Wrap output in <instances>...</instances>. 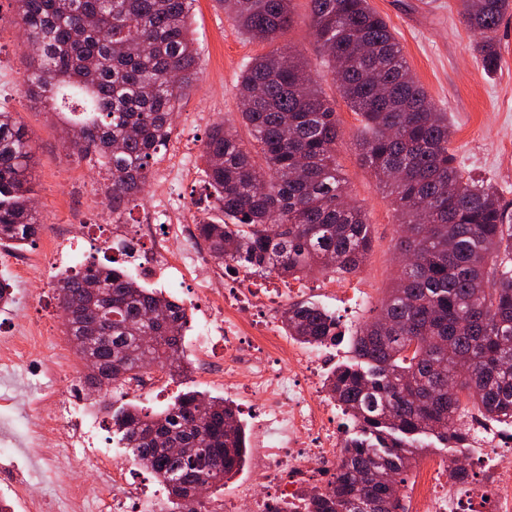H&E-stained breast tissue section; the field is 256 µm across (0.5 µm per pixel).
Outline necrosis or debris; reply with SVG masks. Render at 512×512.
<instances>
[{
    "mask_svg": "<svg viewBox=\"0 0 512 512\" xmlns=\"http://www.w3.org/2000/svg\"><path fill=\"white\" fill-rule=\"evenodd\" d=\"M97 228L103 242L126 241L129 259L145 276L172 270L183 274L200 260L188 223L180 227L182 242L176 255L166 242L154 241L152 218L125 224L104 217ZM149 250L154 253L150 260L145 257ZM207 290L222 300L204 320L208 332L223 335L224 356L207 360L203 368L223 379L230 394L244 397L253 406L259 435L255 472L265 490L258 493L248 485L223 504L203 503L199 512H276L285 502L308 512L309 494L326 492L343 460L344 436L331 425L335 404L318 384L329 364L328 355L317 347L300 351L278 342L281 317L294 295L287 282L273 276L264 285L247 282L229 288L212 280ZM41 368L48 380L43 391L52 408L26 421L24 438L29 454L45 467L56 468L63 456L84 460L90 484L69 495L67 512H85L91 496L104 512H158L160 491L128 482L121 464L110 468L101 464L100 451L93 446L96 420L86 413L85 390L73 367L53 357L44 360ZM484 473V484L512 485L511 465L488 462ZM484 484L446 481L424 487L411 512H465V505L480 496Z\"/></svg>",
    "mask_w": 512,
    "mask_h": 512,
    "instance_id": "1",
    "label": "necrosis or debris"
}]
</instances>
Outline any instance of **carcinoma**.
Wrapping results in <instances>:
<instances>
[{"instance_id": "carcinoma-1", "label": "carcinoma", "mask_w": 512, "mask_h": 512, "mask_svg": "<svg viewBox=\"0 0 512 512\" xmlns=\"http://www.w3.org/2000/svg\"><path fill=\"white\" fill-rule=\"evenodd\" d=\"M28 54V96L55 112H81L65 143L104 167L103 191L120 216L137 205L175 108L198 80L190 31L195 0H13ZM292 0H224L250 39L269 47L238 84L237 128L214 125L204 143L206 184L220 221L197 224L211 259L248 273L297 279L359 272L371 248L366 210L348 199L336 161V112L307 61L279 45ZM486 74L501 65L496 32L512 0H460ZM310 26L342 97L361 118L359 158L394 196L403 266L377 315L349 338L355 363L324 387L353 425L344 462L311 512H406L404 473L432 441L466 446L461 395L490 420L512 424V209L471 176L451 147L448 113L411 73L386 20L368 0H309ZM32 138L0 109V242H34ZM58 304L76 308L66 335L84 362V383L121 396L147 367L172 379L188 371L187 308L138 283L119 265L85 261L56 275ZM159 310L161 322L144 315ZM282 328L301 344L330 346L336 315L298 302ZM157 341L141 349L140 337ZM130 458L167 491L161 512H195L199 486L216 491L242 467L249 440L232 403L197 392L164 410L111 416Z\"/></svg>"}]
</instances>
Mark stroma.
I'll list each match as a JSON object with an SVG mask.
<instances>
[{"mask_svg": "<svg viewBox=\"0 0 512 512\" xmlns=\"http://www.w3.org/2000/svg\"><path fill=\"white\" fill-rule=\"evenodd\" d=\"M370 4L395 31L413 75L447 112L455 129L452 147L461 165L472 176L491 184L503 204L512 206V16L506 17L496 32L501 67L496 74L488 75L472 50L474 36L463 22L460 0H370ZM291 9L293 22L280 43L301 51L336 110L343 130L336 158L353 198L367 211L372 230L371 249L357 275L344 279L330 272L301 276L295 282V297L335 312L342 330L350 334L376 315L393 285L400 232L391 196L359 159L356 139L360 118L341 96L319 53L310 28L308 0H292ZM13 14L12 0H0V83L13 89L11 95L0 98V106L15 112L32 136L37 158L33 173L35 208L46 228L34 244L24 249L0 246V278L9 279L14 292L12 304L0 306V336L12 335L18 323H37L44 335L53 338L55 347L50 350L40 344L31 345V362L53 353L74 365L78 359L64 334L55 293L43 287L44 281L52 280L55 274L48 262L53 252L50 227H76V248L63 253L64 267L76 266L86 257L102 264L114 257V250L98 240L95 226L107 209L97 185L104 171L91 159L80 158L66 148L63 117L45 112L29 100L24 86L28 58L21 34L11 23ZM191 30L200 52V79L174 114L172 134L157 155L144 193L145 199H152L161 176L176 159L190 163L189 173L171 189L173 210L163 232L167 238L172 235L173 225L185 222L189 211H197L206 219H219L205 183L203 144L216 123L239 124L236 87L241 69L267 50L266 45L249 39L237 28L220 0H196ZM22 261L33 265L30 278L21 275L18 264ZM214 269L209 263L191 277L164 275L147 279L144 285L184 301L206 288ZM340 287L358 289L363 298L361 305L344 308L336 297ZM201 318L200 311H192L182 339L189 364L187 375L158 378L147 397L128 390L127 403L159 410L185 390L224 396L223 382L200 370L205 356L224 354V345L218 339L199 341ZM40 398L39 387L29 384L26 368H0V420L13 418L26 401ZM8 463L30 474L27 488L40 499L42 512H64V498L59 489L53 488L52 478L41 475L40 462L20 452Z\"/></svg>", "mask_w": 512, "mask_h": 512, "instance_id": "obj_1", "label": "stroma"}]
</instances>
